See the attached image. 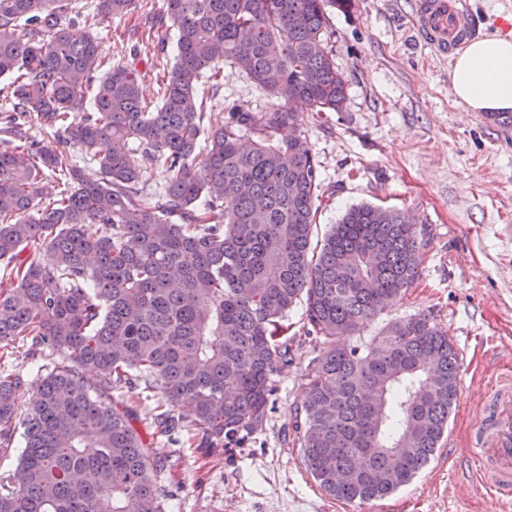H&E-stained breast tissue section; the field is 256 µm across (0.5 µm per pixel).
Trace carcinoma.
Segmentation results:
<instances>
[{
	"label": "carcinoma",
	"instance_id": "obj_1",
	"mask_svg": "<svg viewBox=\"0 0 512 512\" xmlns=\"http://www.w3.org/2000/svg\"><path fill=\"white\" fill-rule=\"evenodd\" d=\"M68 5L0 0V77L12 78L0 112V343L29 339L63 356L37 367L22 411L23 380L0 373V452L25 442L18 480L0 478V512H165L155 476L180 462L158 437L188 428L200 448H237L262 429L275 378L294 360L282 321L302 297L303 334L329 345L305 368L295 410L307 472L345 504L411 483L457 401L448 329L418 313L367 344L336 338L413 286L430 231L407 210L361 203L312 244L326 189L292 109L344 110L326 20L352 0H164L147 15L173 23L177 54L153 109L136 67L73 37ZM133 5L96 0V16ZM223 60L275 104L205 112ZM31 112L101 179L31 139ZM137 154L170 173L153 203ZM50 177L60 190L47 192ZM141 382L167 406L150 440L134 425Z\"/></svg>",
	"mask_w": 512,
	"mask_h": 512
}]
</instances>
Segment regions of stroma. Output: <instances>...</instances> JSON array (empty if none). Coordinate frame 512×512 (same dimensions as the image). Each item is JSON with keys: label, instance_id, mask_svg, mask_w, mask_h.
Segmentation results:
<instances>
[{"label": "stroma", "instance_id": "1", "mask_svg": "<svg viewBox=\"0 0 512 512\" xmlns=\"http://www.w3.org/2000/svg\"><path fill=\"white\" fill-rule=\"evenodd\" d=\"M416 0H353L329 9L328 47L347 80L344 111L300 112V129L329 190L315 235L346 208L371 203L412 211L429 226L419 278L364 329L420 312L447 326L459 353L458 398L448 429L466 433V406L483 403L484 377L512 366V125L460 106L451 85L452 59L437 56L413 27ZM144 4L98 22L95 0H72L75 35L96 37L116 61H133L146 95L157 89L153 56L173 58L171 25L145 26ZM150 32L138 57L126 37ZM224 84L206 109L228 102L261 111L271 102L253 80L222 63ZM326 350L304 340L282 372L273 409L255 439L206 453L190 432L179 435L183 478L164 476L167 512H512L476 489L464 450L439 448L408 485L373 502L346 505L323 494L291 442L294 411L308 363Z\"/></svg>", "mask_w": 512, "mask_h": 512}]
</instances>
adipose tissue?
<instances>
[{
  "instance_id": "obj_1",
  "label": "adipose tissue",
  "mask_w": 512,
  "mask_h": 512,
  "mask_svg": "<svg viewBox=\"0 0 512 512\" xmlns=\"http://www.w3.org/2000/svg\"><path fill=\"white\" fill-rule=\"evenodd\" d=\"M451 82L457 102L471 112L512 111V37L488 34L456 57Z\"/></svg>"
}]
</instances>
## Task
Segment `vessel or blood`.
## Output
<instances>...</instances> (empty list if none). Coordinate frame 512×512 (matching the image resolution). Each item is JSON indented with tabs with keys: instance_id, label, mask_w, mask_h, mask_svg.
Instances as JSON below:
<instances>
[{
	"instance_id": "vessel-or-blood-1",
	"label": "vessel or blood",
	"mask_w": 512,
	"mask_h": 512,
	"mask_svg": "<svg viewBox=\"0 0 512 512\" xmlns=\"http://www.w3.org/2000/svg\"><path fill=\"white\" fill-rule=\"evenodd\" d=\"M458 0H417V29L435 52L448 55L472 30L463 23ZM467 453L476 484L497 500L512 499V375L490 381L488 399L469 430Z\"/></svg>"
}]
</instances>
